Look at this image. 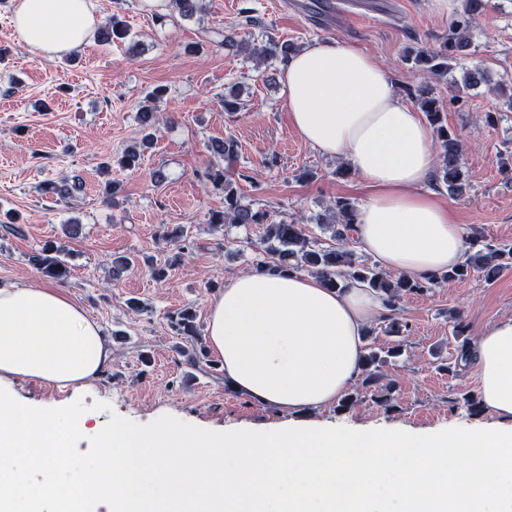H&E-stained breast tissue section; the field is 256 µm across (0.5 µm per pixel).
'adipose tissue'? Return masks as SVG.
Returning <instances> with one entry per match:
<instances>
[{
    "instance_id": "1",
    "label": "adipose tissue",
    "mask_w": 512,
    "mask_h": 512,
    "mask_svg": "<svg viewBox=\"0 0 512 512\" xmlns=\"http://www.w3.org/2000/svg\"><path fill=\"white\" fill-rule=\"evenodd\" d=\"M19 42L48 58L84 49L91 0H12ZM293 128L322 155L343 160L369 192L357 216L358 246L387 271L419 279L457 266L461 228L424 184L435 168L432 132L396 92L390 74L344 41L313 43L281 75ZM384 310L358 283L253 271L229 279L210 307L209 345L239 392L287 413L253 429L173 424L118 427L100 436L112 479V512H512L498 481L512 475V317L482 329L472 348L484 408L475 430L329 428L299 412L343 397L364 355L366 325ZM111 361L99 323L52 286H0V512H75L98 484H59L56 473L83 424L60 410L15 403L17 378L82 388ZM283 448L295 457L280 456ZM27 458L38 485L15 467ZM400 479L376 497L384 460Z\"/></svg>"
}]
</instances>
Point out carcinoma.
<instances>
[{
  "mask_svg": "<svg viewBox=\"0 0 512 512\" xmlns=\"http://www.w3.org/2000/svg\"><path fill=\"white\" fill-rule=\"evenodd\" d=\"M170 6L172 11L181 18H191L202 9L201 0H170ZM485 8L486 0H465L462 13L449 25L448 38L436 48L420 49L411 59L414 68L423 75V81L418 85L405 87L406 94L425 114L438 141L439 155L435 180L445 187L448 195L452 197L463 195L468 185L467 175L460 162L462 144L457 132L443 124L440 102L429 80L448 76V71L452 69L453 64L470 55L469 26L476 16L485 11ZM97 37L99 41L107 43L115 37L125 39L127 54L133 57L138 52V43L129 37V30L124 20L117 14L106 18L98 30ZM220 45L229 51L244 53L262 61L270 58L285 61L292 52L298 50V46L294 43L275 40L259 49H251L249 44L238 39V33L233 31L224 32ZM486 79V72L480 65L475 64L464 72L458 92L463 93L475 88ZM154 119V107L148 105L141 107L137 120L144 132L143 140L145 141L151 139L150 129L154 125ZM208 151L224 158L227 163L225 168L207 169L200 176V182L205 185L210 184L224 193V211L212 214L210 223L265 225L263 258L257 260V267L261 270L273 269L288 275L307 272L321 279L329 288H336L340 283L351 279L363 284L377 293L385 308L391 311L385 326V332L391 336H399L408 328V323L395 316L399 302L404 296L420 295L440 281L464 277L472 271L491 282L508 267L509 260L512 259V248L474 238L471 240L473 250L469 251L461 267L452 272L439 276L433 275L422 280L405 276L393 277L375 264L356 263L347 234V231L353 229L357 219V208L350 200L336 199L334 217L337 219V224L329 226L333 243L319 248L308 238L305 225L293 220L270 222L267 213L254 210L242 203L239 180H246L248 176L240 172L235 178L230 176V167L237 160V142L233 137L228 136L211 141L208 144ZM139 160L140 151L137 147L130 146L121 152L116 163L122 169L132 170L139 165ZM29 260L47 278L62 280L68 275V266L65 259L61 258V250L52 245L45 244L36 249L29 256ZM171 327L178 336L198 334L196 315L190 308H184L171 316ZM453 329L455 337L460 339V359L467 362L471 349V342L465 338L468 325L462 317L457 316L453 320ZM402 353V345L397 342L385 349L372 350L364 355L362 384L374 388V397L381 402L391 400L395 387L391 385L386 388L385 393H380L379 388L375 387L378 379L372 368L386 364L401 356Z\"/></svg>",
  "mask_w": 512,
  "mask_h": 512,
  "instance_id": "1",
  "label": "carcinoma"
}]
</instances>
